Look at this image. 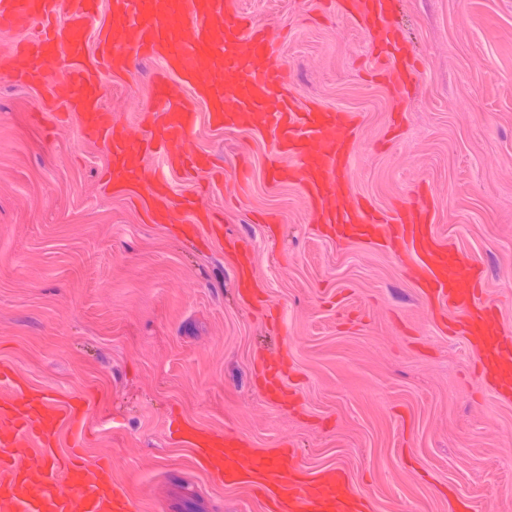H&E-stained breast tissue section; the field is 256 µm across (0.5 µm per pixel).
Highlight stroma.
<instances>
[{"label":"stroma","mask_w":512,"mask_h":512,"mask_svg":"<svg viewBox=\"0 0 512 512\" xmlns=\"http://www.w3.org/2000/svg\"><path fill=\"white\" fill-rule=\"evenodd\" d=\"M241 2L287 31L300 99L360 115L356 191L385 208L427 186L436 230L483 266L512 331V0H400L417 73L392 137L395 104L365 36L322 0ZM150 70L103 81L128 122L148 105ZM197 110V145L224 165L204 202L251 243L275 321L239 305L219 248L188 247L101 192V144L41 118L35 89L0 83V362L61 397L90 394L91 445L111 448L134 512H172L177 491L209 512H266L248 485L217 484L169 440L172 411L268 451L292 442L311 470L343 467L375 512H458L461 500L512 512V403L465 341L432 319L393 253L316 234L299 190L268 181L269 139ZM260 212L278 215L276 239L253 223ZM283 349L300 397L278 408L253 364Z\"/></svg>","instance_id":"1"}]
</instances>
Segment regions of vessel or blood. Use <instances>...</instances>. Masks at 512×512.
<instances>
[{"label": "vessel or blood", "instance_id": "obj_1", "mask_svg": "<svg viewBox=\"0 0 512 512\" xmlns=\"http://www.w3.org/2000/svg\"><path fill=\"white\" fill-rule=\"evenodd\" d=\"M330 6L371 40L393 95H409L415 66L394 24L396 0H330ZM0 32L18 36L0 50V80L29 87L49 76L43 109L75 119L83 140L107 149L104 193L136 204L146 223L181 225L190 243L219 244L241 300L258 288L247 246L197 196H174L151 164L161 158L168 170L201 184L222 177L195 143L200 101L213 125L270 136V184L299 187L316 229H328L340 243L396 255L435 320L476 349L483 377L512 400V334L479 293L482 270L436 232L430 202L381 212L355 191L356 113L287 94L276 29L246 12L241 0H0ZM140 58L158 64L147 96L160 107L132 124L115 120L102 79L125 76ZM184 87L192 96L181 95ZM255 376L268 399L284 404L297 393L287 382V356L260 360ZM0 382L16 390L0 408V512H132L127 490L112 479L111 449L86 458L78 437L69 450L57 448L61 428L83 430L89 396L32 390L8 363L0 364ZM169 433L210 477L249 484L268 500L269 512L374 510L343 468L306 469L292 444L270 453L233 431L202 429L176 414Z\"/></svg>", "mask_w": 512, "mask_h": 512}]
</instances>
